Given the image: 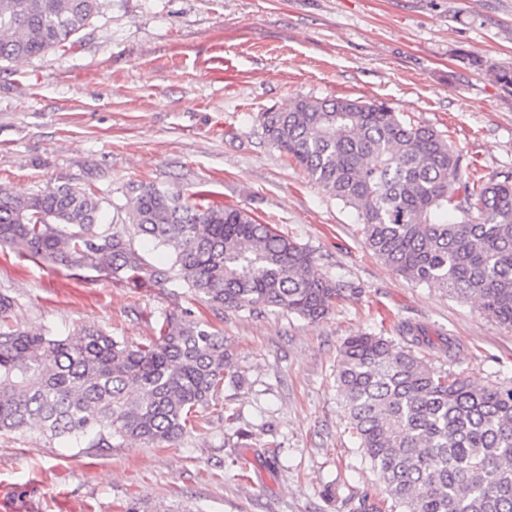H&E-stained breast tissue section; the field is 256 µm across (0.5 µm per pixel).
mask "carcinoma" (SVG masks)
<instances>
[{"label": "carcinoma", "instance_id": "1", "mask_svg": "<svg viewBox=\"0 0 512 512\" xmlns=\"http://www.w3.org/2000/svg\"><path fill=\"white\" fill-rule=\"evenodd\" d=\"M99 10L100 0H0V60L64 49ZM257 120L271 146L357 210L386 265L512 328V175L483 180L439 131L384 103L295 97ZM101 204L90 186L0 187V246L119 284L188 288L221 312L276 308L318 321L343 292L308 246L207 190L132 182L116 207L124 224L101 223ZM136 237L170 260L148 262ZM14 308L1 293L0 431L169 447L210 430L206 412L224 385L241 383L224 334L208 324L166 313L130 344L99 329H23L10 321ZM336 385L391 512H512V385H476L367 333L341 347Z\"/></svg>", "mask_w": 512, "mask_h": 512}]
</instances>
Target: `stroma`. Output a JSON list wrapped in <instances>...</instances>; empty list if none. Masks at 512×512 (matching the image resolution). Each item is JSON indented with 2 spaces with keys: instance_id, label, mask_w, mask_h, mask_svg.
I'll return each instance as SVG.
<instances>
[{
  "instance_id": "1",
  "label": "stroma",
  "mask_w": 512,
  "mask_h": 512,
  "mask_svg": "<svg viewBox=\"0 0 512 512\" xmlns=\"http://www.w3.org/2000/svg\"><path fill=\"white\" fill-rule=\"evenodd\" d=\"M471 55L486 67H469ZM503 67L512 0H101L80 42L1 61L0 186H93L109 218L133 179L206 189L307 245L345 289L315 323L273 308L221 314L186 288L118 285L0 248L13 323L133 343L174 312L222 331L244 379L221 397L237 423L175 447L102 451L0 432V484L19 512H59L62 495L70 512H352L362 496L386 512L337 396L343 342L418 324L459 348H418L432 367L512 384V329L373 256L356 209L271 147L256 116L298 96L382 102L500 179L512 173V85L493 76Z\"/></svg>"
}]
</instances>
